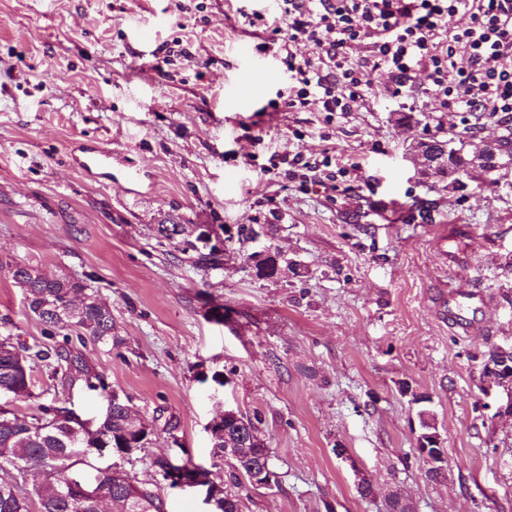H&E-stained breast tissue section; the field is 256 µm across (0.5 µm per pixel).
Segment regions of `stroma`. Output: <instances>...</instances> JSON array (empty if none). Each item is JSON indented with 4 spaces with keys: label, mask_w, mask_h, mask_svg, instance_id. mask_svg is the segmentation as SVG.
<instances>
[{
    "label": "stroma",
    "mask_w": 512,
    "mask_h": 512,
    "mask_svg": "<svg viewBox=\"0 0 512 512\" xmlns=\"http://www.w3.org/2000/svg\"><path fill=\"white\" fill-rule=\"evenodd\" d=\"M238 6L0 0V331L63 342L28 312L10 265L89 283L118 340L72 345L146 424L177 418L192 462L242 512H385L391 491L415 512H512V416L497 413L505 393L482 392L479 360L512 344V166L487 188L448 190L407 152L423 138L506 136L512 117L465 129L462 113L420 98V72L415 121L398 124L383 71L348 115L268 111L287 77ZM83 144L112 150L111 178L75 164ZM274 150L331 158L335 187L269 170ZM171 215L217 228L220 266L156 237ZM242 224L274 225L271 245L300 274L257 278ZM451 291L470 295V333L439 317ZM416 394L443 440L437 483L415 451ZM227 407L258 417L277 486L225 481L208 425ZM172 446L157 433L120 465L165 512H207L204 488L158 473ZM363 475L376 497L359 495Z\"/></svg>",
    "instance_id": "1"
}]
</instances>
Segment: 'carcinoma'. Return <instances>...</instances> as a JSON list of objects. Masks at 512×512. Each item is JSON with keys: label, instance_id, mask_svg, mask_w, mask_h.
Instances as JSON below:
<instances>
[{"label": "carcinoma", "instance_id": "carcinoma-1", "mask_svg": "<svg viewBox=\"0 0 512 512\" xmlns=\"http://www.w3.org/2000/svg\"><path fill=\"white\" fill-rule=\"evenodd\" d=\"M430 146L448 156L456 157V167L442 171V175L455 174L465 168L471 153L465 143L455 140L432 141ZM185 232L184 225L169 217L157 225L156 236L173 240ZM246 260L260 279H272L282 269L281 254L250 253ZM12 279L22 288L28 311L44 326V333L54 335L62 328L83 332L94 340L110 343L117 340L110 306L98 298L90 285L68 277L48 275L26 265L10 268ZM44 363L54 390L63 393L74 388L106 389L102 375L84 359L80 350L59 347L40 349L34 355L23 354V347L14 343L10 334H0V396L31 394V361ZM413 401L423 404L419 411L420 434L427 439L435 429L434 415L427 403L431 399L420 395ZM154 434V428L142 425L132 411L129 400L116 398L112 393L108 406L92 426L70 409L53 403L41 404L38 412L19 418L15 412L0 406V463L11 467L0 477V512H31V502H37V512H102V504H111V512H164L160 496L150 488L136 483L124 470L115 465L97 468L91 462V448H107L112 454H122L132 442ZM238 448L239 456L231 463L230 482L251 481L254 469L270 462L269 449L264 447L258 426L251 417L238 414L224 419V435L212 440L213 455L224 456V445ZM66 457L72 473L62 474L51 466L54 459ZM44 464V484L29 495L21 494L20 467L30 462ZM88 478L100 491V497H84L73 490L70 478ZM212 512H240L239 500L217 489L211 503Z\"/></svg>", "mask_w": 512, "mask_h": 512}]
</instances>
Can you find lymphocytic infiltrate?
Returning <instances> with one entry per match:
<instances>
[{"instance_id":"1","label":"lymphocytic infiltrate","mask_w":512,"mask_h":512,"mask_svg":"<svg viewBox=\"0 0 512 512\" xmlns=\"http://www.w3.org/2000/svg\"><path fill=\"white\" fill-rule=\"evenodd\" d=\"M243 19L270 32L260 49L288 75L285 108L348 114L379 71L404 102L422 71L441 111L512 115V0H271ZM300 44L312 55L298 58Z\"/></svg>"}]
</instances>
